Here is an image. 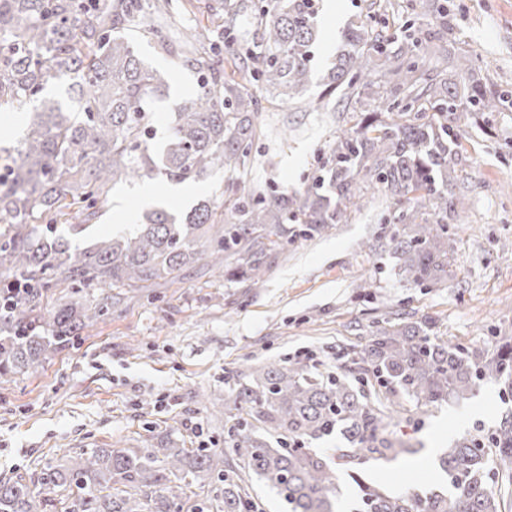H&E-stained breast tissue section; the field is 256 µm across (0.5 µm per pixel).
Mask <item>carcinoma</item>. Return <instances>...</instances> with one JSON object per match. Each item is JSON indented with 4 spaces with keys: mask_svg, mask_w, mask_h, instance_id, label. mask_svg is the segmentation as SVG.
<instances>
[{
    "mask_svg": "<svg viewBox=\"0 0 512 512\" xmlns=\"http://www.w3.org/2000/svg\"><path fill=\"white\" fill-rule=\"evenodd\" d=\"M318 0H224L230 23L249 15L262 29L229 76L223 61L199 65L197 91L175 104L161 151L150 102L168 92L166 70L145 62L128 31L147 25L166 46L162 16L172 0H0V106L28 113L17 157L0 169V379L35 370L105 315L60 304L45 310L48 293L72 288H149L175 281L204 256L229 278L256 287L269 259L288 239L312 238L349 222L365 193L383 188L399 204L384 235L393 270L403 281L431 288L448 281L454 239L448 224L465 209L455 192L462 131L475 112H498L505 94L484 82L478 57L460 50L453 70L430 71L448 53L450 19L443 0H422L430 27L409 18L377 30L359 13L340 32L333 65L321 76L319 104L340 92L349 116L320 152L304 188L265 192L250 178L260 83L283 99L300 100L314 78ZM65 81L75 104L42 93ZM232 173L226 223L203 203L185 215L162 207L129 231L89 236L107 184L144 177L172 183ZM70 223L42 224L52 215ZM213 228L211 247L198 250V231ZM435 322L383 326L360 351L364 379L320 369L312 358L258 365L240 384L229 417L238 419L232 454L275 491L291 512H340L336 465L348 466L361 512H502L491 486L494 471L512 473V416L486 433L477 428L448 445L439 468L448 492L424 498L368 483L355 463L395 460L413 452L388 437L389 414L405 401L420 411L458 403L481 383L512 388V343L494 353L443 341ZM262 425L269 442L249 429ZM336 438L324 452L307 445ZM224 481L217 512H252L247 489L232 476L224 453L210 448H92L35 478L0 481V512H44V493L67 492L62 512H181L187 477ZM127 489L114 491V485Z\"/></svg>",
    "mask_w": 512,
    "mask_h": 512,
    "instance_id": "obj_1",
    "label": "carcinoma"
}]
</instances>
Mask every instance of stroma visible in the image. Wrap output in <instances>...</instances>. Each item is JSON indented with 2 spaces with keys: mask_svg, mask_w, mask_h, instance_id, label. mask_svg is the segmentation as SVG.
Listing matches in <instances>:
<instances>
[{
  "mask_svg": "<svg viewBox=\"0 0 512 512\" xmlns=\"http://www.w3.org/2000/svg\"><path fill=\"white\" fill-rule=\"evenodd\" d=\"M214 0H173L171 38L202 26L213 35L253 45L256 25L226 29ZM369 0H319L317 62L307 98L289 102L254 87L265 109L252 148V179L281 190L301 189L316 168L315 154L341 123V101L313 110L320 74L333 60L338 32ZM453 31L449 52L472 50L488 62L485 77L512 91V0H448ZM147 63L172 77L167 95L152 104L170 113L194 93L197 72L131 33ZM457 188L468 207L457 234L447 284L416 288L401 282L385 252L372 250L383 217L396 207L386 192L336 225L328 235L298 238L271 258L263 287L250 288L213 271L207 259L184 267L176 283L118 289L119 303L85 328L75 347L58 351L36 371L0 382V480L32 477L91 448H149L166 439L181 448L230 450L224 407L231 404L246 365L312 357L331 372L354 367L372 327L424 316L440 337L496 351L512 339V109L483 115L466 128ZM141 182L114 186L94 232L121 230L117 206L139 215ZM512 413L500 383L482 384L469 399L438 405L418 425L392 420L390 437L414 453L361 466L365 478L392 491L447 490L436 449L474 426L494 429Z\"/></svg>",
  "mask_w": 512,
  "mask_h": 512,
  "instance_id": "obj_1",
  "label": "stroma"
}]
</instances>
